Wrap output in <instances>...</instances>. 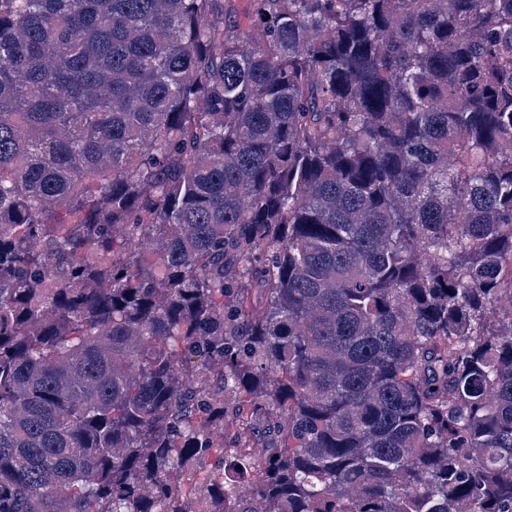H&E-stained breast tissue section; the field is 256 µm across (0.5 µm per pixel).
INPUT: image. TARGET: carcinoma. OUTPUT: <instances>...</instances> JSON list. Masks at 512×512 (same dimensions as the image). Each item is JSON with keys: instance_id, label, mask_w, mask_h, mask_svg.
Returning <instances> with one entry per match:
<instances>
[{"instance_id": "carcinoma-1", "label": "carcinoma", "mask_w": 512, "mask_h": 512, "mask_svg": "<svg viewBox=\"0 0 512 512\" xmlns=\"http://www.w3.org/2000/svg\"><path fill=\"white\" fill-rule=\"evenodd\" d=\"M247 2L0 0V512H512V0Z\"/></svg>"}]
</instances>
